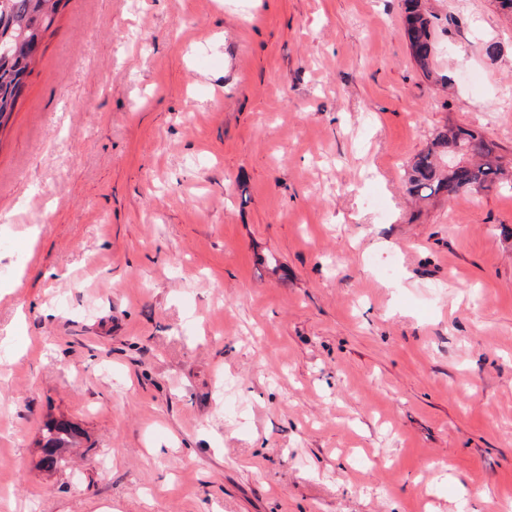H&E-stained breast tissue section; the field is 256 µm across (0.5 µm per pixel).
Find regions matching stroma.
Wrapping results in <instances>:
<instances>
[{
    "label": "stroma",
    "instance_id": "1",
    "mask_svg": "<svg viewBox=\"0 0 512 512\" xmlns=\"http://www.w3.org/2000/svg\"><path fill=\"white\" fill-rule=\"evenodd\" d=\"M68 0L0 125V512H512V13ZM471 79H464V72ZM81 433L41 462L43 428ZM408 41L413 58L427 77L432 76L430 62L436 51L438 17L425 5V0H402ZM497 149L482 131L451 123L408 165L406 191L425 203L440 195L451 199L503 186L509 183L508 162ZM462 161L465 168H456Z\"/></svg>",
    "mask_w": 512,
    "mask_h": 512
}]
</instances>
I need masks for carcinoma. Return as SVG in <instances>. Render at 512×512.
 Listing matches in <instances>:
<instances>
[{
	"label": "carcinoma",
	"instance_id": "obj_1",
	"mask_svg": "<svg viewBox=\"0 0 512 512\" xmlns=\"http://www.w3.org/2000/svg\"><path fill=\"white\" fill-rule=\"evenodd\" d=\"M413 58L427 76L436 51L438 17L425 0H402ZM63 0H0V28L10 42L9 58L0 60V118L15 105L33 71L44 34L55 22ZM406 191L420 202L440 195L454 198L508 183L507 162L498 146L477 129L449 124L432 146L420 152L405 173ZM78 433L66 424L47 425L42 453L60 457Z\"/></svg>",
	"mask_w": 512,
	"mask_h": 512
}]
</instances>
